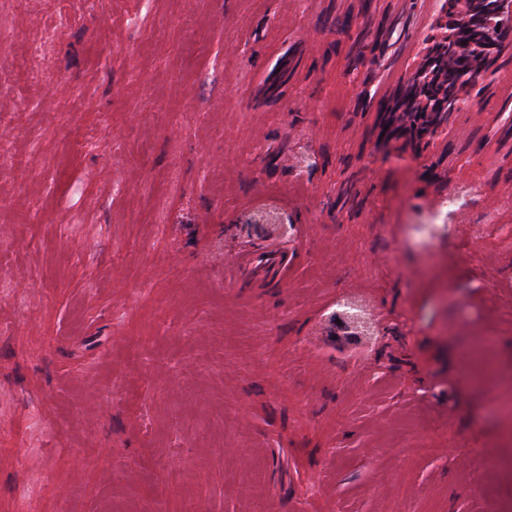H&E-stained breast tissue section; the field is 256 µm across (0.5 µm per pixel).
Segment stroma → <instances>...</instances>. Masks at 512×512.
Masks as SVG:
<instances>
[{"label": "stroma", "instance_id": "35a3bbf8", "mask_svg": "<svg viewBox=\"0 0 512 512\" xmlns=\"http://www.w3.org/2000/svg\"><path fill=\"white\" fill-rule=\"evenodd\" d=\"M442 18L0 0V512H512V45L418 135ZM288 267V258L278 249L264 246L260 249L240 253L235 257L233 269L236 277L244 273L255 274L260 269H272L280 275Z\"/></svg>", "mask_w": 512, "mask_h": 512}]
</instances>
